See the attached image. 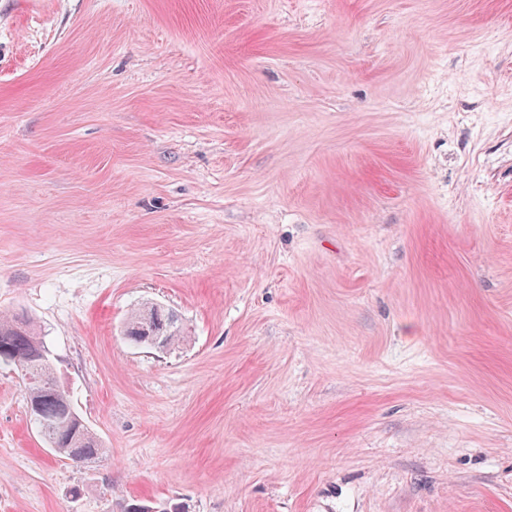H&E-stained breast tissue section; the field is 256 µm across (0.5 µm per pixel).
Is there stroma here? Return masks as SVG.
Returning <instances> with one entry per match:
<instances>
[{
	"label": "stroma",
	"instance_id": "35a3bbf8",
	"mask_svg": "<svg viewBox=\"0 0 512 512\" xmlns=\"http://www.w3.org/2000/svg\"><path fill=\"white\" fill-rule=\"evenodd\" d=\"M1 312L0 512H512V0H0ZM152 310L151 304L149 306L143 304L131 311L124 331L126 338L134 345L147 347L148 340L146 336L142 335L141 330L143 328L162 327L164 336L154 337L151 343L152 346L164 350L166 345L169 348L178 345L184 332L174 312L166 307H161L156 311ZM165 336H167V339ZM3 346L8 348L9 354L21 359L33 358L40 350L46 349L40 353L39 359L47 366L52 365L44 336L31 319L14 313H0V348ZM30 381L25 382L28 406L37 402L41 411L47 416L59 415L65 408L73 407L67 392L59 385L53 368L33 364L29 370ZM29 413L37 424L42 425L45 419L35 406L30 405ZM77 415L71 410V416L79 422H70L66 419L52 421L47 429L38 427L39 432L46 444L54 442L59 445L61 451L56 454L61 457L77 461L73 455L78 453L82 462L96 460L105 453L106 448H102L98 439L88 429L84 430L83 425L85 428L87 426Z\"/></svg>",
	"mask_w": 512,
	"mask_h": 512
}]
</instances>
